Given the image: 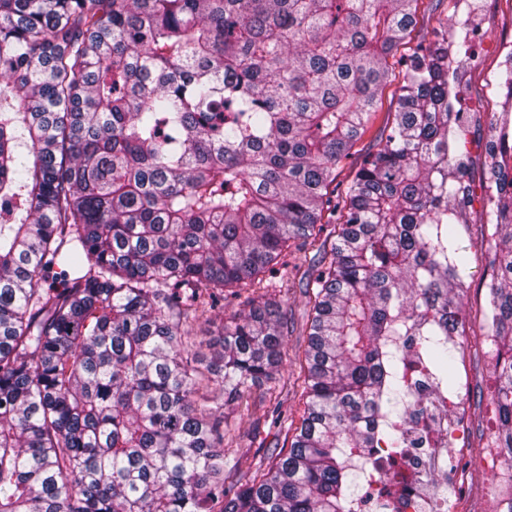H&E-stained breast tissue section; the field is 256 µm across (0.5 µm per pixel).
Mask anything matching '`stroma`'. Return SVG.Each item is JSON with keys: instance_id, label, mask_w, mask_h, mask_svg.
<instances>
[{"instance_id": "obj_1", "label": "stroma", "mask_w": 512, "mask_h": 512, "mask_svg": "<svg viewBox=\"0 0 512 512\" xmlns=\"http://www.w3.org/2000/svg\"><path fill=\"white\" fill-rule=\"evenodd\" d=\"M444 17L448 19V34H460L459 22H467L469 29L477 31V55L462 61L455 73L460 95L456 110L464 113L470 123L471 133L467 149L470 157L468 178L471 183H482L485 177V141L492 132L490 115L499 111L501 98L493 94L488 78L497 73L500 66L493 49L495 41L512 40V0H446ZM394 109L391 100H384L367 124L364 133L351 150L348 159L337 169L339 183H347L361 163L363 157L376 151L382 129L391 120ZM459 211L466 217L459 225L457 241L475 253L468 282L470 288L463 300V313L469 325L466 336L457 343L459 351L465 352V362L455 363V372H467L472 390L466 396L465 406L470 416L471 447L479 449L486 435L495 428V419L487 415L485 407L498 382L489 365L480 343L485 330L481 326V312L489 297L488 285L492 279L487 261L488 233L484 224L485 212L459 204ZM294 324L295 333L285 341L282 363L271 380L262 382L252 390L250 398L230 405L233 424L230 446L241 452H255L260 448H274L284 443V432L300 427L305 409L300 377L304 373L305 339L301 335L304 324L305 299L293 294L282 300Z\"/></svg>"}]
</instances>
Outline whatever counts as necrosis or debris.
Here are the masks:
<instances>
[{
    "instance_id": "necrosis-or-debris-1",
    "label": "necrosis or debris",
    "mask_w": 512,
    "mask_h": 512,
    "mask_svg": "<svg viewBox=\"0 0 512 512\" xmlns=\"http://www.w3.org/2000/svg\"><path fill=\"white\" fill-rule=\"evenodd\" d=\"M469 385L470 379L464 375L453 394L432 387L425 390V413L417 423L403 429L408 440L403 460L393 461L387 449H375L371 485L406 488L391 512H512V466L506 462L501 440L487 442L477 454V463L488 475L480 502H473L465 493L471 482V466L451 470L458 490L455 497L443 495L432 479L433 474L449 470V456L464 458L469 454L470 423L463 404Z\"/></svg>"
}]
</instances>
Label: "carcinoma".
Instances as JSON below:
<instances>
[{
	"instance_id": "1",
	"label": "carcinoma",
	"mask_w": 512,
	"mask_h": 512,
	"mask_svg": "<svg viewBox=\"0 0 512 512\" xmlns=\"http://www.w3.org/2000/svg\"><path fill=\"white\" fill-rule=\"evenodd\" d=\"M443 2L0 0V512H360L373 449L424 412L406 348L451 391L466 335L471 130L450 75L474 36H413ZM393 83L379 148L336 184ZM487 157L512 449V144ZM297 240L305 412L254 461L204 389L243 397L281 363L288 316L254 294L273 272L290 291ZM226 290L245 309L195 368L192 326Z\"/></svg>"
}]
</instances>
